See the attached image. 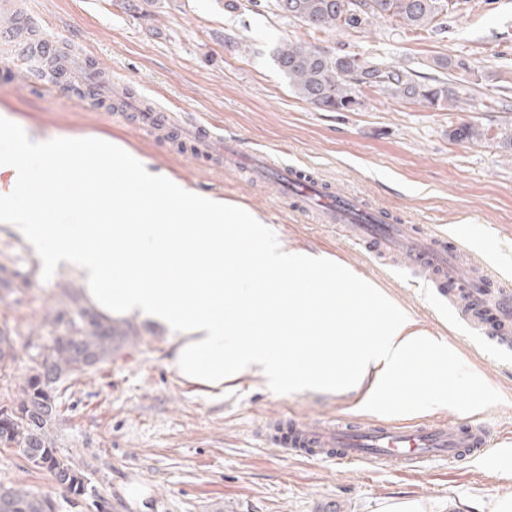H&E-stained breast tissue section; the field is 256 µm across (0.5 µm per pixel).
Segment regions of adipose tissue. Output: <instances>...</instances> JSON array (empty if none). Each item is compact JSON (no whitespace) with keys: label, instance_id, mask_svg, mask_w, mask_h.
Returning <instances> with one entry per match:
<instances>
[{"label":"adipose tissue","instance_id":"1","mask_svg":"<svg viewBox=\"0 0 512 512\" xmlns=\"http://www.w3.org/2000/svg\"><path fill=\"white\" fill-rule=\"evenodd\" d=\"M59 156L57 143L41 137L0 153V172L13 185L0 195V215L44 267L76 269L86 304L102 317L135 314L164 326L169 366L188 383L220 392L226 376L257 367L278 382L333 388L376 365L372 388L384 394L416 369L427 338L367 283L284 249L252 215L188 190L136 155L103 190L78 166L59 183ZM132 190L141 200L139 224L129 218ZM78 206L94 221L74 231L57 216ZM293 274L301 287H287ZM355 305L366 317L382 316V325L360 333L350 318ZM312 321L320 330L303 338ZM352 344L360 357L337 365L338 350Z\"/></svg>","mask_w":512,"mask_h":512}]
</instances>
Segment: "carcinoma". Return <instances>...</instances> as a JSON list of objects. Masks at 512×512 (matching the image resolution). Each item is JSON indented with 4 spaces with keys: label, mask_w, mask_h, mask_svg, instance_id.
Masks as SVG:
<instances>
[{
    "label": "carcinoma",
    "mask_w": 512,
    "mask_h": 512,
    "mask_svg": "<svg viewBox=\"0 0 512 512\" xmlns=\"http://www.w3.org/2000/svg\"><path fill=\"white\" fill-rule=\"evenodd\" d=\"M458 0H274V7L290 19L315 30H357L383 19L413 31L443 29L441 16L457 8ZM280 72L293 92L313 108L345 112L355 101L363 105L370 88L403 103L452 108L469 87H451L445 78L411 74L385 61L367 60L357 53L328 54L300 42H284L274 51ZM460 140L482 141L488 131L464 124L449 132ZM71 336L57 340L35 373L22 387L16 408L0 410V447L17 448L36 469L49 471L74 494L84 493L86 475L57 456L53 430L57 412L54 384L85 370L83 361L112 358L134 336L132 327L104 322L77 307L66 322ZM0 512H53L51 501L24 488L0 486Z\"/></svg>",
    "instance_id": "carcinoma-1"
}]
</instances>
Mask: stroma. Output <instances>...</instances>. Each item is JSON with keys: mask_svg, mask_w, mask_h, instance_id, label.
<instances>
[{"mask_svg": "<svg viewBox=\"0 0 512 512\" xmlns=\"http://www.w3.org/2000/svg\"><path fill=\"white\" fill-rule=\"evenodd\" d=\"M240 2L233 10L226 0H25L47 37L93 60L109 102L140 96L183 121L213 123L219 134L279 154L337 193L365 197L398 223L454 234L459 277L480 264L512 288V149L503 145L512 134V103L493 111L478 105L512 88V0H461L443 30L419 35L382 20L358 31H316L281 15L271 0ZM289 40L416 74H437L438 58H461L471 72L448 77L472 83L474 99L448 111L367 92L357 111L322 112L294 94L274 61L275 48ZM3 117L16 137L0 138V153L18 150L29 134L110 140V158L84 160L88 179L119 177L123 154L136 155L151 170L254 214L285 249L325 254L340 271L364 277L435 340L438 353L423 352L421 361L427 375L443 379L450 401L431 403L426 385L409 379L376 403L363 385L294 388L254 373L210 392L169 370L164 327L133 316L135 339L56 385L57 454L85 470L84 494L31 469L15 448L0 447V485L47 495L55 512H385L395 504L496 512L512 492V345L496 341V309L482 329L471 327L423 277L395 273L281 187L204 159L173 135L128 128L118 113L58 86L50 70L35 82L0 77ZM467 123L488 129L489 141L449 138ZM1 265L8 271L0 273V330L9 329L15 356L0 362V406H12L65 335L83 285L74 269L44 271L33 247L3 225ZM286 415L403 424L473 416L497 446L481 459L429 461L407 473L346 467L264 446L260 427ZM133 484L146 487L145 498L128 495Z\"/></svg>", "mask_w": 512, "mask_h": 512, "instance_id": "stroma-1", "label": "stroma"}]
</instances>
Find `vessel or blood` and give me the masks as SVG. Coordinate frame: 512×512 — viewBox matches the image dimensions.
<instances>
[{
  "label": "vessel or blood",
  "mask_w": 512,
  "mask_h": 512,
  "mask_svg": "<svg viewBox=\"0 0 512 512\" xmlns=\"http://www.w3.org/2000/svg\"><path fill=\"white\" fill-rule=\"evenodd\" d=\"M0 7L14 9L16 14L15 30H0L1 43L13 41L16 29L33 25L34 19L24 7L13 6L11 0H0ZM79 71L87 75L82 96L97 97L103 80L87 57L74 58L62 76L68 81ZM122 117L142 131L165 128L205 148L218 145V154L227 165L245 169L254 181H272L291 188L301 207L318 206L321 223L338 226L352 244L377 256H395L402 259L404 268L427 271L437 290H444L453 275L457 255L449 250L447 235L418 233L411 225L393 223L388 212L364 197L336 194L311 173L247 150L239 140L220 136L203 123L184 124L160 106L136 100L124 107ZM494 280L488 272L468 281L465 310L471 320L480 319L486 291ZM263 441L320 462L378 464L396 471L412 469L426 461L451 463L462 457L476 458L492 449L486 427L471 421L453 426L440 422L406 431L382 421L310 423L286 416L264 432Z\"/></svg>",
  "instance_id": "vessel-or-blood-1"
}]
</instances>
